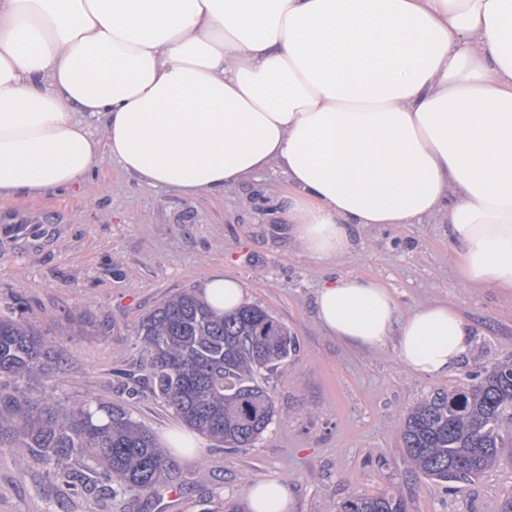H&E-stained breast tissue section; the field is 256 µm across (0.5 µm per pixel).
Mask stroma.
Segmentation results:
<instances>
[{"label": "stroma", "mask_w": 512, "mask_h": 512, "mask_svg": "<svg viewBox=\"0 0 512 512\" xmlns=\"http://www.w3.org/2000/svg\"><path fill=\"white\" fill-rule=\"evenodd\" d=\"M287 203L288 183L275 170L218 196L188 197L138 183L105 154L79 186L0 201V307L19 296L26 319L55 341L57 359L30 385L53 391L61 405L86 396L109 402L163 438L179 417L121 373H140L145 362L140 320L218 274L240 281L246 303L287 325L297 344L262 376L277 416L254 445L201 440L195 458L175 457L157 492L110 497L73 494L50 482L43 464L0 448V512H226L232 503L246 512L261 477L287 486L290 512H340L352 495L377 492L400 496L405 512H512V447L447 494L415 471L400 434L419 402L512 360V293L459 283L438 218L354 227L350 251L321 261L296 242ZM342 275L381 281L403 316L448 304L476 329L469 356L428 377L400 362L395 341L355 350L329 336L315 318V294Z\"/></svg>", "instance_id": "1"}]
</instances>
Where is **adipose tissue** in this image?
Here are the masks:
<instances>
[{
	"mask_svg": "<svg viewBox=\"0 0 512 512\" xmlns=\"http://www.w3.org/2000/svg\"><path fill=\"white\" fill-rule=\"evenodd\" d=\"M139 182L217 194L274 168L305 252L351 229L443 217L469 288L512 289V0H0V197L82 182L100 154ZM204 301L230 312L242 284ZM315 314L362 349L395 340L441 376L473 325L400 316L381 282L319 288ZM250 512H289L256 479Z\"/></svg>",
	"mask_w": 512,
	"mask_h": 512,
	"instance_id": "obj_1",
	"label": "adipose tissue"
}]
</instances>
